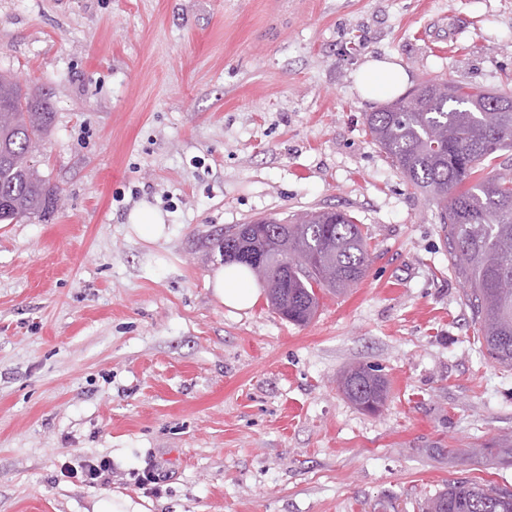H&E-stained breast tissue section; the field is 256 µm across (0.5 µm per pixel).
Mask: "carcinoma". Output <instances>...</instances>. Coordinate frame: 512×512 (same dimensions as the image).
I'll return each mask as SVG.
<instances>
[{"instance_id": "cac0c4a2", "label": "carcinoma", "mask_w": 512, "mask_h": 512, "mask_svg": "<svg viewBox=\"0 0 512 512\" xmlns=\"http://www.w3.org/2000/svg\"><path fill=\"white\" fill-rule=\"evenodd\" d=\"M426 81L414 94L366 116L375 144L408 182L432 197L448 245V267L463 287L465 305L478 325L487 356L512 368V174L487 168L512 150V91H484L449 83L437 95ZM53 122L49 102L24 92L0 73V224L43 218L53 212L56 191L25 159ZM220 250L269 269L278 287L271 306L304 326L318 307V292L356 287L370 257L361 225L341 210L298 218H258L216 233ZM343 394L368 414L382 411L386 378L372 365L354 364L338 378ZM421 512H512V492L457 479L428 498Z\"/></svg>"}]
</instances>
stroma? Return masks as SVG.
<instances>
[{
  "label": "stroma",
  "mask_w": 512,
  "mask_h": 512,
  "mask_svg": "<svg viewBox=\"0 0 512 512\" xmlns=\"http://www.w3.org/2000/svg\"><path fill=\"white\" fill-rule=\"evenodd\" d=\"M512 89V0H0V72L49 98L50 216L0 224V512H420L512 490V368L448 267L435 203L372 142L353 72ZM156 209L167 235L133 234ZM318 208L371 257L304 326L222 305L210 234ZM378 367L380 414L338 390ZM112 471L84 481L85 461ZM158 489L137 484L148 466ZM422 512H512V492L472 480L449 481L428 498ZM140 510V506L134 504L128 496L112 493L98 502L95 512H141Z\"/></svg>",
  "instance_id": "1"
}]
</instances>
